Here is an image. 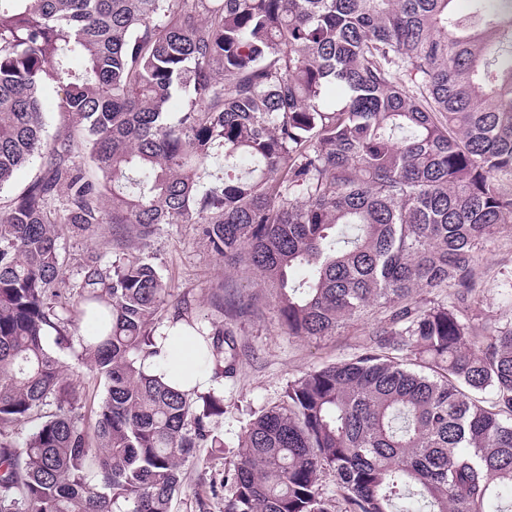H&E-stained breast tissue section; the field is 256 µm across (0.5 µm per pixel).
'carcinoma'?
I'll return each instance as SVG.
<instances>
[{
    "mask_svg": "<svg viewBox=\"0 0 512 512\" xmlns=\"http://www.w3.org/2000/svg\"><path fill=\"white\" fill-rule=\"evenodd\" d=\"M469 2L0 0V191L41 161L0 205V512H172L182 464L224 454V397L144 362L184 325L231 377L222 318L255 305L169 301L141 252L164 224L245 265L290 336L386 311L364 353L249 425L224 512H332L327 468L345 512H512V326L479 344L468 314L477 252L512 223V0ZM50 89L72 124L49 142ZM99 230L112 258L67 276L63 235ZM419 288L453 299L419 308ZM76 347L105 379L92 425L64 376ZM38 164L39 161H35L33 164L27 165L21 168L11 181V184L4 188L1 193V205H4L3 202L10 200L11 198L17 196L24 187L33 179L35 174L38 172ZM319 488L323 497L329 499L333 505H336L335 510L337 512H345L346 504L338 487L336 475L332 470H326L322 474Z\"/></svg>",
    "mask_w": 512,
    "mask_h": 512,
    "instance_id": "cac0c4a2",
    "label": "carcinoma"
}]
</instances>
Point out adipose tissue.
<instances>
[{"label": "adipose tissue", "instance_id": "ef3b65f1", "mask_svg": "<svg viewBox=\"0 0 512 512\" xmlns=\"http://www.w3.org/2000/svg\"><path fill=\"white\" fill-rule=\"evenodd\" d=\"M159 355L147 360L148 373L173 381L182 389H197L201 392L213 389L208 373L200 367L198 339L188 333H173L157 341Z\"/></svg>", "mask_w": 512, "mask_h": 512}]
</instances>
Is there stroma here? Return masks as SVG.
<instances>
[{"instance_id": "35a3bbf8", "label": "stroma", "mask_w": 512, "mask_h": 512, "mask_svg": "<svg viewBox=\"0 0 512 512\" xmlns=\"http://www.w3.org/2000/svg\"><path fill=\"white\" fill-rule=\"evenodd\" d=\"M148 252L169 278L172 296L190 293L201 313H210L211 294L222 285L259 299L258 315L229 324L239 356L235 373L224 381V413L212 420L224 437V453L212 456L207 449H200L197 460L186 464L183 489L173 503V512H197V499L207 496L210 484L233 470L237 445L248 425L281 404L288 383L363 352L385 312L376 308L346 321L333 336L293 337L280 326L271 289L257 285L250 274L225 266L223 258L207 248L196 225H163ZM476 263L482 272V288L472 309L480 328L512 324V300L506 297L512 286V225L504 226L484 244Z\"/></svg>"}]
</instances>
